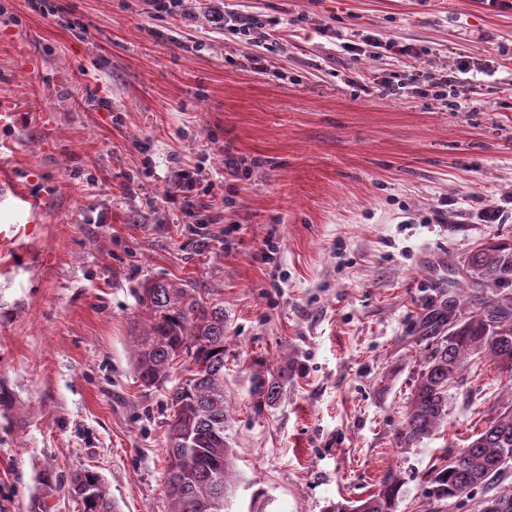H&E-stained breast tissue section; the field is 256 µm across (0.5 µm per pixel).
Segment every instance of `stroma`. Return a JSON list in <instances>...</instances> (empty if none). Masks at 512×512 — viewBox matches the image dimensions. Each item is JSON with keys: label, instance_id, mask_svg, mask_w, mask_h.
<instances>
[{"label": "stroma", "instance_id": "35a3bbf8", "mask_svg": "<svg viewBox=\"0 0 512 512\" xmlns=\"http://www.w3.org/2000/svg\"><path fill=\"white\" fill-rule=\"evenodd\" d=\"M303 14L255 73L252 43L205 5ZM44 15L0 0V170L41 195L17 223L0 201V512H78L73 474L102 480L116 512H170L164 387H145L135 291L182 280L224 301V398L238 482L229 512H324L403 479L398 512H477L480 489L429 495L506 374L474 357L448 421L399 435L428 355L421 320L464 284L469 254L512 241V10L485 0H62ZM372 33L424 52L432 76L470 58L436 100L402 84L398 56L342 51ZM391 82L390 94L378 83ZM461 104L458 112L447 103ZM243 162L224 168L225 153ZM201 166L219 210L169 202L173 156ZM277 378L274 401L258 390Z\"/></svg>", "mask_w": 512, "mask_h": 512}]
</instances>
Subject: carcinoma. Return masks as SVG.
<instances>
[{
  "label": "carcinoma",
  "mask_w": 512,
  "mask_h": 512,
  "mask_svg": "<svg viewBox=\"0 0 512 512\" xmlns=\"http://www.w3.org/2000/svg\"><path fill=\"white\" fill-rule=\"evenodd\" d=\"M467 267L495 287L512 286V244L478 248ZM136 295L146 313V328L137 338L136 349V370L143 385H165L172 369L171 358L178 350L187 353L189 364L200 375L168 390L166 441L172 440L175 430L192 434L200 457L196 481L207 483L215 478L217 490L225 496L234 480V453L224 434V301L206 299L197 288L173 280L147 282ZM434 323L448 330L431 337L428 356L411 393L401 442L407 447L417 445L447 422L449 388L463 381L471 356H488L509 373L508 401L466 447L448 454L446 463L430 477L431 494L437 500L451 501L468 489L491 485L492 492L480 503L499 498L505 505L504 512H512V482L508 481L512 474V294L505 293L498 299L476 295L470 299L466 315L450 320L437 311L427 317L423 327ZM217 438L224 448V461L214 466L208 461L207 449ZM402 487L403 480L392 473L366 498L332 501L325 512H397ZM58 492L52 481L45 480L29 512H49L47 499ZM166 492L172 512H198L194 485L175 486L168 480Z\"/></svg>",
  "instance_id": "carcinoma-1"
}]
</instances>
